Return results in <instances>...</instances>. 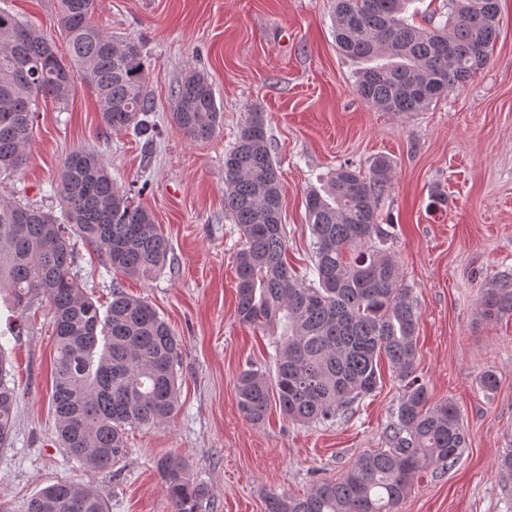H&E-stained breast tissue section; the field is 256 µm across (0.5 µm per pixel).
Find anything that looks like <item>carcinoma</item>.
Returning <instances> with one entry per match:
<instances>
[{"instance_id": "cac0c4a2", "label": "carcinoma", "mask_w": 512, "mask_h": 512, "mask_svg": "<svg viewBox=\"0 0 512 512\" xmlns=\"http://www.w3.org/2000/svg\"><path fill=\"white\" fill-rule=\"evenodd\" d=\"M410 0H335L340 50L372 62L355 91L385 112H418L463 87L490 62L499 30V0H446L444 20L429 29L404 16ZM98 0H58L56 24L67 53L39 29L0 9V178L21 171L33 139L38 101L65 103L77 83L98 99L103 124L134 130L149 148V64L138 38H116L94 16ZM174 122L193 142L213 138L224 113L211 83L190 71L174 89ZM393 162L375 157L367 170L336 168L306 197L312 240L309 277L288 266L281 224L283 197L271 141L260 114L242 125L224 155V210L237 224L241 322L281 330L275 374L239 373L235 392L244 417L265 422L278 405L299 424L335 421L372 395L384 358L405 382L390 447L360 454L334 481L302 497L272 493L266 512H395L415 477L453 466L467 447L456 406L430 403L415 374L418 308L396 257L391 231L379 224V201L392 187ZM62 215L0 201V293L16 313L32 300L49 303L56 349L51 406L70 456L104 470L122 454L127 428L168 423L178 401L180 340L147 300L112 291L106 312L81 288L71 239L104 253L114 272L147 277L162 270L170 245L151 213L112 180L95 152L71 151L56 184ZM512 311V287L489 288L482 316ZM0 352V447L9 445L17 395ZM173 512H200L211 490L187 477L185 463L157 462ZM28 512H105L101 491L70 482L43 488Z\"/></svg>"}]
</instances>
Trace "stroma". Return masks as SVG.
I'll use <instances>...</instances> for the list:
<instances>
[{
	"label": "stroma",
	"mask_w": 512,
	"mask_h": 512,
	"mask_svg": "<svg viewBox=\"0 0 512 512\" xmlns=\"http://www.w3.org/2000/svg\"><path fill=\"white\" fill-rule=\"evenodd\" d=\"M59 38L57 0H0V9ZM333 0H99L95 22L141 39L160 135L145 150L133 131L106 128L86 88L66 105L39 101L29 159L0 182V200L60 214L54 187L74 148L101 156L118 185L147 207L167 237L166 267L146 280L113 273L95 247L74 240L86 294L104 305L112 289L148 300L181 341L179 405L156 428H135L111 468L90 470L57 440L51 409L54 335L44 300L25 316L0 301V349L18 394L11 447L0 449V512L58 481L91 485L106 512H172L156 469L172 455L208 486L201 512H265L269 494H306L335 480L362 453L388 445L404 383L383 370L351 417L302 426L271 408L264 424L240 413L235 380L253 365L274 372L269 336L237 315L240 232L224 214V154L248 114L262 112L283 189L288 262L310 263L305 198L343 164L391 157L392 188L379 209L390 251L418 304L416 373L432 401H452L468 446L448 470L415 479L398 512H506L512 476L498 468L512 449V315H480L485 289L512 285V0H501L489 65L420 112L374 108L354 91L362 68L333 33ZM209 79L224 114L213 139L193 142L174 123L173 88L185 73ZM448 195L446 210L430 190ZM495 373L498 387L479 385Z\"/></svg>",
	"instance_id": "1"
}]
</instances>
